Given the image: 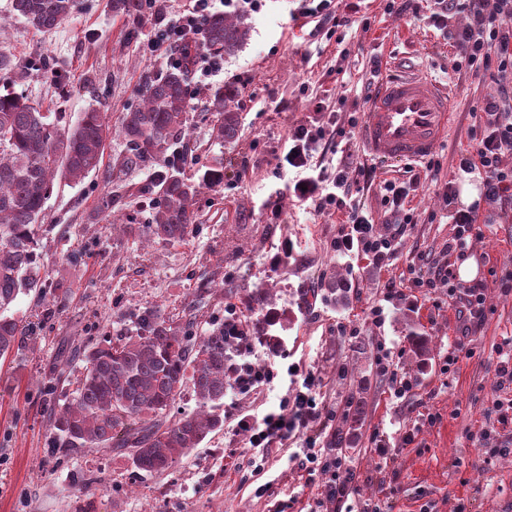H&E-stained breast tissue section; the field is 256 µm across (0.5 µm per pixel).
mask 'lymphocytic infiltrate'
<instances>
[{"label":"lymphocytic infiltrate","instance_id":"obj_1","mask_svg":"<svg viewBox=\"0 0 512 512\" xmlns=\"http://www.w3.org/2000/svg\"><path fill=\"white\" fill-rule=\"evenodd\" d=\"M214 2L192 0L187 9L157 33L149 45L150 51L175 47L179 54L172 57L173 66L187 62L193 68L210 73L221 70L220 59L200 55L193 47V37L213 10ZM423 9L428 11L433 26L455 48L454 71L483 76L496 86L495 92L486 96L479 107L480 138L472 150L460 152L457 169L481 176V197L485 206L495 209L512 205V166L504 162L506 156L512 155V0H387V10L391 13H417ZM327 134V127L320 125L313 128L301 125L294 130L293 145L284 160L291 167L305 169L306 174L300 177L293 193L300 199L314 200L317 208L333 206L341 212L343 219L334 243L336 252L359 263L364 261L376 268H385L414 222L406 204L419 177L414 174L405 181H384L382 198L388 211L387 231L377 233L372 219L357 201L360 192L373 184L374 167L360 165L351 171L340 167L331 176L326 169L310 165L312 145L323 141ZM448 217L454 226V234L448 242L449 260L436 261L421 253L409 266L415 291L426 295L444 284L454 303L458 336L439 368L445 377L454 373L465 350L466 338L485 321L488 288L482 280L459 287L455 274V260L465 259L473 240L480 236L479 208L453 209ZM224 324L227 336L239 345L238 359L228 366L236 388L247 392L269 383L274 377L273 370L250 360L253 343L244 313L229 308ZM495 351L498 355L497 388L503 396L496 399L493 406L497 424L507 429L512 427V399L507 396L512 390V337L504 338ZM394 358V351L384 342H377L376 372L388 382L391 397L404 400L413 396L416 380L411 373L399 369ZM332 420V415L323 414L320 409L315 396V379L309 375L293 399L281 402L278 409L262 416H244L237 427L248 433L251 465L254 471L260 472L275 443L285 440L302 425L315 424L314 433L305 438L303 448L292 457L298 470L303 472L306 485L319 488L308 501L309 512H336L337 506L351 499L356 502V512H387L393 487L382 482L373 496L359 498L349 457L326 435Z\"/></svg>","mask_w":512,"mask_h":512}]
</instances>
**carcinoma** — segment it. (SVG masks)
Returning <instances> with one entry per match:
<instances>
[{
    "mask_svg": "<svg viewBox=\"0 0 512 512\" xmlns=\"http://www.w3.org/2000/svg\"><path fill=\"white\" fill-rule=\"evenodd\" d=\"M78 0H12L13 13L37 30H51L74 14ZM112 9L138 18L146 0H112ZM252 26L244 14H210L198 44L231 56L247 44ZM28 69L0 52V75ZM191 79L174 68L146 83L141 102L122 113L119 133L126 151L112 161L116 177L160 163L140 194L151 202L150 235L180 242L196 222V199L224 183V154L212 157L198 179L185 176L193 165L188 151L173 145L190 108ZM238 88L224 84L210 95L211 139L224 148L238 139ZM110 128L103 113L85 112L73 127L65 113L49 116L20 94H0V358L21 346L30 326L9 314L18 295L45 301L50 275L40 252L38 226L56 177L80 182L103 164ZM193 322H177L149 307L136 315L135 330L115 339L88 342L79 353L85 363L74 398L49 414L50 445L68 451L88 448L126 451L134 469L147 474L173 467L208 434L222 426L215 413L230 386L228 363L234 349L224 323L201 336ZM197 410L171 419L168 411L186 387Z\"/></svg>",
    "mask_w": 512,
    "mask_h": 512,
    "instance_id": "cac0c4a2",
    "label": "carcinoma"
}]
</instances>
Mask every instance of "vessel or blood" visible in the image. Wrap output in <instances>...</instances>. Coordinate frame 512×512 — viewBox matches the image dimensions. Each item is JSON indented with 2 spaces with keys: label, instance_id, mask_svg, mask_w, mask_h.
Wrapping results in <instances>:
<instances>
[{
  "label": "vessel or blood",
  "instance_id": "b4317fda",
  "mask_svg": "<svg viewBox=\"0 0 512 512\" xmlns=\"http://www.w3.org/2000/svg\"><path fill=\"white\" fill-rule=\"evenodd\" d=\"M450 116L447 91L427 75H386L376 86L360 140L375 161L420 162L447 135Z\"/></svg>",
  "mask_w": 512,
  "mask_h": 512
}]
</instances>
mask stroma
I'll return each instance as SVG.
<instances>
[{"label":"stroma","instance_id":"stroma-1","mask_svg":"<svg viewBox=\"0 0 512 512\" xmlns=\"http://www.w3.org/2000/svg\"><path fill=\"white\" fill-rule=\"evenodd\" d=\"M333 3L337 13L353 15L354 23L330 36L303 39L292 19L299 0H259L248 14V44L225 57L219 74L193 77L182 145L206 160L208 97L219 83L239 86L241 127L237 141L224 150V183L199 196L197 227L184 241H159L147 231L150 204L136 191L149 180V169L124 176L122 202H110L107 164L126 149L119 134L109 139L99 171L79 183L56 180L45 204L40 247L52 279L61 280L65 290L40 306L21 295L12 307L34 331L17 353L0 359V512H280L292 499L307 500L311 491L288 462L304 433L285 441L256 474L249 465V436L235 429L237 416L277 408L307 372L321 384L326 412L336 417L337 440L351 460L361 497L371 496L384 479L396 489L391 512H419L425 505L434 512H512V455L486 457L478 440L495 421L494 348L512 333V292L499 286L502 275L512 273V209L481 214L471 258L483 265L488 311L482 329L466 342L472 357L461 359L453 376L439 373L456 337L447 288L433 295L440 308L434 327L425 330L430 353L423 361L409 352L406 332L421 326L420 317L409 300L384 293L388 277L405 273L418 254L441 258L454 233L443 187L451 178L461 187L477 183L473 175L454 177L451 164L459 151L475 145L480 130L471 110L492 86L453 71L454 50L426 13L389 14L386 0ZM133 29L138 39L129 38ZM155 29L151 14L135 21L113 13L112 0H80L73 16L44 32L14 16L10 0H0V47L21 61L44 53L58 72L52 82L38 72L17 85L0 77V93L11 90L40 111L64 113L70 125L94 108L116 126L138 101L145 78L171 68L148 50ZM374 58L385 71L429 73L448 88L453 112L448 139L432 155L439 172L421 177L409 202L415 223L386 271L354 267L338 256L333 243L340 213L315 211L312 202L296 198L288 190L296 173L280 166L293 129L313 123L344 131L336 153L314 146V163L332 170L366 162L357 122L369 107L360 88ZM321 100L327 110L315 111ZM278 253L282 263L271 266ZM331 281L339 297H331ZM255 289L268 291L276 323L269 338L256 343L254 360L271 364L277 376L261 391L228 390L219 410L223 427L174 468L150 476L135 471L117 449L52 452L47 416L50 408L65 406L70 394L48 392L49 372L65 363L73 375L81 374L83 363L71 345L126 331L139 311L153 306L174 317L195 307L199 334L223 321L228 304L249 311L255 322L261 315L250 311L246 299ZM362 301L384 307V326L363 323L358 336L338 334L337 320ZM379 340L402 350L399 365L417 379L416 400L427 401L439 421L419 420L414 403L384 409L385 384L373 364ZM292 364L298 375H288ZM406 427L415 430L407 446L400 441ZM375 432L390 439L387 459L370 451ZM84 478L95 479L96 497L80 491ZM267 482L270 493L256 496Z\"/></svg>","mask_w":512,"mask_h":512}]
</instances>
